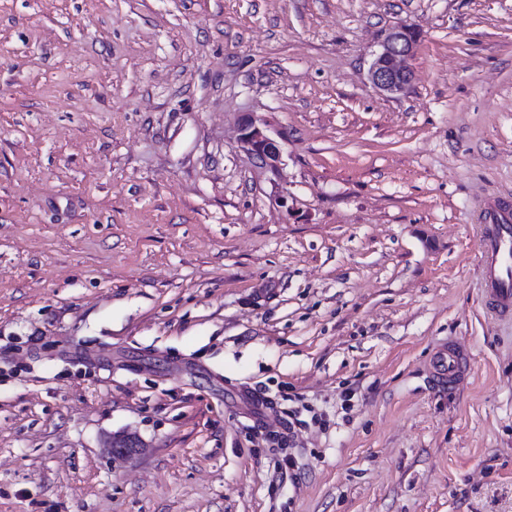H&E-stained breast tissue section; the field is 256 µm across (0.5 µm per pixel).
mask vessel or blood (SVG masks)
<instances>
[{
  "label": "vessel or blood",
  "instance_id": "1",
  "mask_svg": "<svg viewBox=\"0 0 512 512\" xmlns=\"http://www.w3.org/2000/svg\"><path fill=\"white\" fill-rule=\"evenodd\" d=\"M484 282L482 303L491 315L512 316V210L485 203L479 212ZM433 378L437 388H454L471 371V358L457 343L442 344L434 353Z\"/></svg>",
  "mask_w": 512,
  "mask_h": 512
}]
</instances>
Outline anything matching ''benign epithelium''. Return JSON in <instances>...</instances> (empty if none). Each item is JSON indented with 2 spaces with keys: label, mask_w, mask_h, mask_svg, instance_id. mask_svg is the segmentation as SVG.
<instances>
[{
  "label": "benign epithelium",
  "mask_w": 512,
  "mask_h": 512,
  "mask_svg": "<svg viewBox=\"0 0 512 512\" xmlns=\"http://www.w3.org/2000/svg\"><path fill=\"white\" fill-rule=\"evenodd\" d=\"M418 41L408 36V29L398 27L380 44L369 67L368 80L377 90L391 96H399L410 86L412 72L408 61L417 51ZM240 142L261 165L275 168L281 161V150L266 127L249 119L240 127ZM143 442L130 434L112 436V458L127 460L140 454Z\"/></svg>",
  "instance_id": "1"
}]
</instances>
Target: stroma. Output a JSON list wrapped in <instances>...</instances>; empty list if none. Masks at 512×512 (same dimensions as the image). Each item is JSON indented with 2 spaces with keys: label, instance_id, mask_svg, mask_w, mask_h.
Here are the masks:
<instances>
[{
  "label": "stroma",
  "instance_id": "stroma-1",
  "mask_svg": "<svg viewBox=\"0 0 512 512\" xmlns=\"http://www.w3.org/2000/svg\"><path fill=\"white\" fill-rule=\"evenodd\" d=\"M499 192L512 0H0V512H512ZM408 29L398 27L380 44L369 67L368 80L377 90L399 96L410 86L412 72L408 61L414 57L418 41L410 38ZM240 142L261 165L276 168L281 161V150L278 142L273 139L262 124L249 119L240 127ZM484 282L482 303L491 315L512 316V213L506 205L485 203L479 212ZM434 384L438 389H453L471 371V358L454 341L442 344L434 353ZM143 448V442L136 436L130 434H118L112 437L110 450L113 459L127 460L139 455Z\"/></svg>",
  "mask_w": 512,
  "mask_h": 512
}]
</instances>
